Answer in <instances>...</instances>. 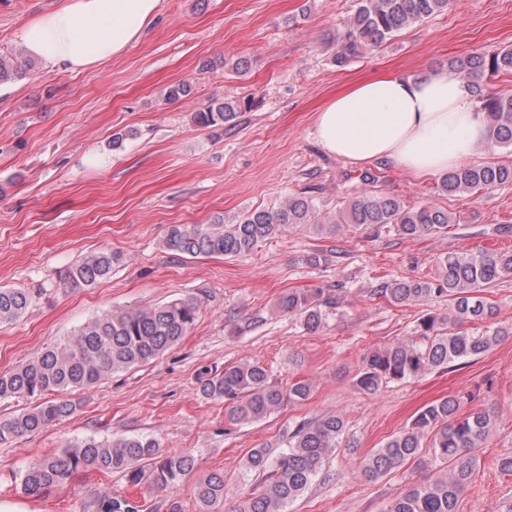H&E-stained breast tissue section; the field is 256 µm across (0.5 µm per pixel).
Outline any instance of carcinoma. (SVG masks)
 <instances>
[{
  "label": "carcinoma",
  "instance_id": "cac0c4a2",
  "mask_svg": "<svg viewBox=\"0 0 512 512\" xmlns=\"http://www.w3.org/2000/svg\"><path fill=\"white\" fill-rule=\"evenodd\" d=\"M450 0H358L353 17L336 31L334 62L338 67L375 51L403 30L448 10ZM450 68L464 75L477 111L486 113L489 142L512 151V94L488 88L492 78L512 74V48L493 54L471 52L452 59ZM35 69L26 55H0V85L22 80ZM255 106L252 99L213 102L194 113L200 127L231 126L242 112ZM512 183V163L488 160L459 166L445 173L438 191L449 196L487 194ZM313 200L293 195L272 209H255L232 224L173 226L163 247L176 255L224 256L249 254L258 243L292 229L312 226L334 234L342 225L366 226L377 232L390 229L398 236L414 238L443 233L456 217L433 204L407 207L386 194L365 192L345 201L336 216L316 219ZM123 262V255L102 251L69 269L64 284L83 288L107 278ZM435 274L384 282L373 295L400 306H416L433 299L448 302V314L426 311L417 318V341L391 343L369 352L355 378V388L373 395L392 382L414 379L429 370H447L463 359L489 352L512 335V326L494 322L496 310L482 296L504 276L512 275V251L485 250L470 254L450 253L434 260ZM33 303L31 292L0 288V324H10L26 314ZM339 298L326 290H292L281 295L276 310L300 320L304 330L315 333L323 325L327 309ZM202 299L187 296L163 304L106 310L80 326L33 359L0 373V402L24 399L30 406L0 417V445L39 432L56 420L73 414L70 399L49 401L52 393H68L92 387L115 373L143 366L178 344L192 329ZM199 392L206 400L224 404L231 425H252L284 406L308 400L313 385L294 380L286 386L272 384L258 362L244 360L222 370L207 367L199 373ZM460 399L447 396L420 408L409 423L389 436L381 447L359 461L364 474L386 475L412 463L435 466L432 475L412 484L394 499L386 512H457L485 447L493 419L486 412L460 413ZM346 431L339 413H327L288 428L286 447L273 454L265 445L250 450L238 472L241 498L232 512H285L314 481ZM190 452L170 453L149 436L85 438L38 458L25 467L21 487L25 494L44 497L66 489L80 472L120 473L135 486L147 484L170 494L185 478L195 474L199 512H223L226 497L224 474L200 473ZM86 512H146L145 505L122 496L103 494L85 505Z\"/></svg>",
  "mask_w": 512,
  "mask_h": 512
}]
</instances>
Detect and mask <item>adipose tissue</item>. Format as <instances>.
I'll return each instance as SVG.
<instances>
[{
    "instance_id": "ef3b65f1",
    "label": "adipose tissue",
    "mask_w": 512,
    "mask_h": 512,
    "mask_svg": "<svg viewBox=\"0 0 512 512\" xmlns=\"http://www.w3.org/2000/svg\"><path fill=\"white\" fill-rule=\"evenodd\" d=\"M162 0H60L27 21L18 38L47 68L81 73L122 55L156 19ZM330 155L356 165L388 160L418 174L448 172L488 140L487 121L455 71L380 75L336 95L316 115Z\"/></svg>"
}]
</instances>
